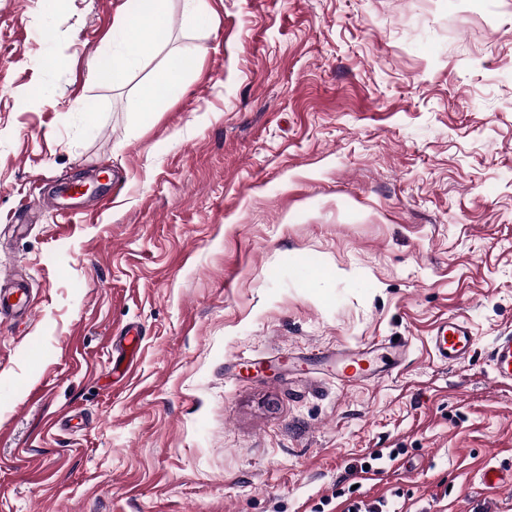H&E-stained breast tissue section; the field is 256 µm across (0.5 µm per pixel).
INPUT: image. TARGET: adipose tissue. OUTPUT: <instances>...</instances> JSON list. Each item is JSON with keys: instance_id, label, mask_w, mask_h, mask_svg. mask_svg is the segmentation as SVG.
Masks as SVG:
<instances>
[{"instance_id": "obj_1", "label": "adipose tissue", "mask_w": 512, "mask_h": 512, "mask_svg": "<svg viewBox=\"0 0 512 512\" xmlns=\"http://www.w3.org/2000/svg\"><path fill=\"white\" fill-rule=\"evenodd\" d=\"M166 8L167 0H125L113 26L112 45L94 61L93 75L113 86H123L137 64L154 56L164 44ZM197 56L194 49L169 56L159 75L141 89L142 100L151 103L178 96L184 75Z\"/></svg>"}]
</instances>
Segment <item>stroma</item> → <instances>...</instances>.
Listing matches in <instances>:
<instances>
[{
  "instance_id": "stroma-1",
  "label": "stroma",
  "mask_w": 512,
  "mask_h": 512,
  "mask_svg": "<svg viewBox=\"0 0 512 512\" xmlns=\"http://www.w3.org/2000/svg\"><path fill=\"white\" fill-rule=\"evenodd\" d=\"M123 2L0 0V285L34 297L0 322V512H512L480 480L512 472V0H169L115 88ZM392 340L380 380L326 360ZM167 0H125L122 13L113 26L112 46L92 65L93 75L122 87L140 61L154 56L166 40ZM128 45L134 54L124 51ZM199 49H185L167 58L159 75L140 90V97L146 103L167 100L178 96L186 71L197 59ZM432 344L437 359L444 364L465 361L472 351L473 336L467 323L458 317L441 321L434 329ZM489 362L495 380L500 385H512V335L499 336L494 341Z\"/></svg>"
}]
</instances>
